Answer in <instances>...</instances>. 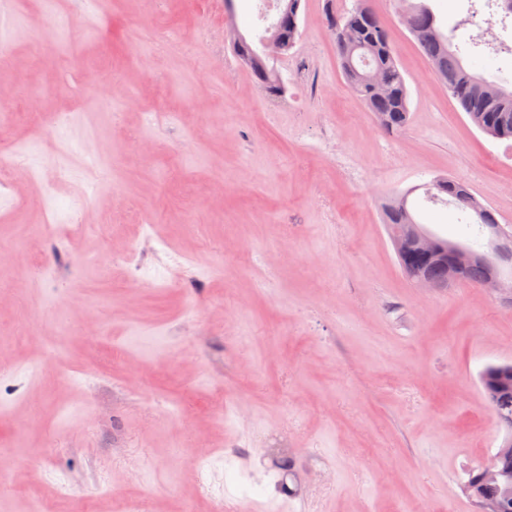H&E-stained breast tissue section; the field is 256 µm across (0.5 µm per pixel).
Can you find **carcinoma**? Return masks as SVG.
Masks as SVG:
<instances>
[{"label":"carcinoma","instance_id":"1","mask_svg":"<svg viewBox=\"0 0 512 512\" xmlns=\"http://www.w3.org/2000/svg\"><path fill=\"white\" fill-rule=\"evenodd\" d=\"M279 11L275 21L279 30L288 29V36L297 39L301 0H278ZM364 0H356L353 9L334 15L330 23L337 54L340 58L347 86L351 94L365 104L388 132L400 133L409 125V92L398 67L396 50L390 34L381 19L370 9H362ZM410 9L406 28L411 34L432 29L436 37L417 41L430 64L454 77L450 94L457 100L471 122L483 133L496 139H512V89L507 88L505 76L490 78L468 72L463 65V53L454 43V35H447L437 17L424 0H406ZM254 82L266 93L280 96L278 72L263 61V69L250 68ZM375 74L385 90L376 91L365 79ZM426 200L434 205L453 204L464 220L483 223L481 212L496 215L495 210L483 205L475 196L464 194L463 183L444 179L435 189L427 191ZM395 202L383 206V222L408 224L412 212L402 214L394 210ZM479 383L488 405L497 416L506 435H512V363L488 364L479 375Z\"/></svg>","mask_w":512,"mask_h":512}]
</instances>
